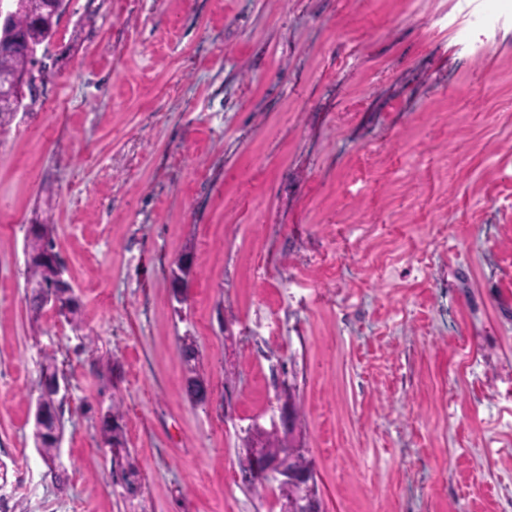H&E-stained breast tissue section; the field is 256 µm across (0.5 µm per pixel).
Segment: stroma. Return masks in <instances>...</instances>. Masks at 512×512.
<instances>
[{
  "mask_svg": "<svg viewBox=\"0 0 512 512\" xmlns=\"http://www.w3.org/2000/svg\"><path fill=\"white\" fill-rule=\"evenodd\" d=\"M46 49L45 94L0 130L9 505L279 512L240 465L282 380L324 512H512V0H69ZM31 224L80 327L29 313ZM47 354L62 491L33 436ZM57 371H59V368L56 364V359L53 356L45 355L44 360L40 365V375L38 381V387L40 391L39 398L44 396L45 385L48 383L50 378H54L56 376ZM46 395H49L55 404L61 401H65L69 395L68 382L60 379L57 375L55 380L51 382L49 389L46 391ZM100 438L111 452L113 474L117 470L122 474V481L120 482L123 489L122 495L136 497L142 486L140 472L132 462L131 452L127 446L122 425V416L115 404H111L107 409L100 429Z\"/></svg>",
  "mask_w": 512,
  "mask_h": 512,
  "instance_id": "1",
  "label": "stroma"
}]
</instances>
